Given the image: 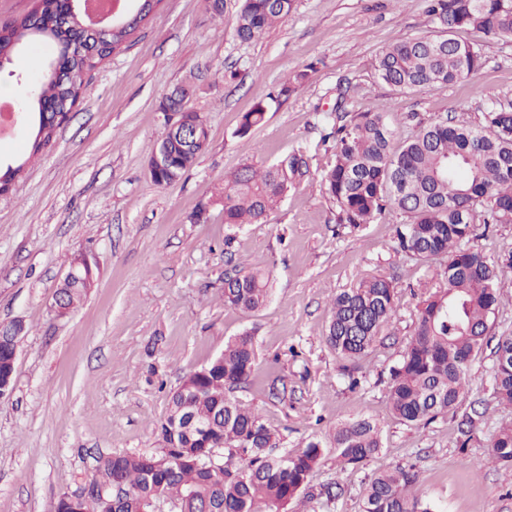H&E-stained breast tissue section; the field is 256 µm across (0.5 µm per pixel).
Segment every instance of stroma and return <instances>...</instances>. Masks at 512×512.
Masks as SVG:
<instances>
[{
    "mask_svg": "<svg viewBox=\"0 0 512 512\" xmlns=\"http://www.w3.org/2000/svg\"><path fill=\"white\" fill-rule=\"evenodd\" d=\"M241 5L224 0L218 18L205 0H158L88 72L70 120L41 153L28 154L27 118L0 137V168L23 167L0 196V324L24 325L14 390L0 399V512H52L62 495L95 480L99 456L156 451L172 391L247 330L256 367L235 396L260 411L283 449L302 450L357 415L382 428V449L366 465L344 467L331 456L315 472L312 492L333 491L319 512H361L369 477L398 466L415 468L414 494L441 512H512V466L490 458L493 435L512 421V408L496 399L491 352L471 363L470 390L447 416L415 427L391 413L388 368L413 334L421 296L438 287L440 267L401 251L392 213L357 227L338 223L323 181L334 164L336 143L323 135L337 97L347 110L381 113L396 147L433 118L475 127L492 102L512 100V40L458 31L480 49V72L402 92L377 80L375 61L392 44L435 33L426 0H295L285 22L248 42L236 36ZM299 71L304 84L276 99ZM184 83L209 142L177 183L160 188L146 171L173 118L160 104ZM260 100L268 103L263 123L239 135L243 113ZM294 152L307 157L308 178L225 244L224 212L213 200L225 176ZM81 250L94 259L96 286L56 317L50 305ZM251 268L271 270L272 290L246 314L225 306L222 293L226 273ZM380 274L396 280L394 313L352 389L322 333L336 294ZM476 401L485 414L462 449V416Z\"/></svg>",
    "mask_w": 512,
    "mask_h": 512,
    "instance_id": "1",
    "label": "stroma"
}]
</instances>
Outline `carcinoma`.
Returning a JSON list of instances; mask_svg holds the SVG:
<instances>
[{
	"label": "carcinoma",
	"mask_w": 512,
	"mask_h": 512,
	"mask_svg": "<svg viewBox=\"0 0 512 512\" xmlns=\"http://www.w3.org/2000/svg\"><path fill=\"white\" fill-rule=\"evenodd\" d=\"M293 0H243L236 29L242 41L261 36L285 22ZM66 10L60 0H36L20 20L0 27V60L26 48L30 68L42 75L26 111L36 134L32 154L50 142L44 132V108L81 92L84 77L110 56L130 34L128 28L91 33L72 21L62 29ZM427 14L438 32L402 41L385 49L375 63L377 79L400 91L446 87L477 74L480 50L456 38L462 29L512 40V0H428ZM55 47L46 56L40 48ZM302 71L282 83L277 97L288 99L306 79ZM267 112L262 100L242 115L241 135L260 125ZM330 134L336 137L335 163L324 175L326 193L340 208L338 223H371L391 210L400 249L421 260L440 262L441 285L418 304L415 328L389 368L387 403L399 420L427 425L448 414L468 393L471 362L489 344V329L498 310L504 269L512 253L497 262L478 249L461 247L477 225L512 224V105H493L478 127L428 122L397 150L384 116L351 112L336 103ZM203 151L187 153L172 145L171 160L152 172V181L167 187L180 180ZM309 173L308 159L292 153L268 166L245 164L224 178L215 201L224 223L234 228L258 224ZM94 268L60 287L61 308L75 309L94 287ZM271 275L265 270L224 276V304L244 313L262 308L270 297ZM394 278L379 275L336 295L325 330L327 343L344 359L366 358L379 330L394 312ZM493 381L498 403L512 407V336L493 347ZM253 334L245 331L224 343V359L211 360L205 371L189 373L170 396L158 433L155 454H115L98 460L101 481L78 497L64 495L55 512H106L112 485L123 486V512H199L208 502L217 512H294L293 504L328 456L353 467L365 464L381 448V429L355 417L336 426L326 441L309 442L294 454L277 453L275 433L250 405L230 396L255 370ZM10 349L0 345V399L14 389ZM204 428L190 436L170 432L186 396ZM484 413L474 409L460 428L466 447ZM497 462L512 465V423L491 440ZM224 451V466L203 469L198 454ZM418 474L397 467L373 475L361 512H436L413 495Z\"/></svg>",
	"instance_id": "1"
}]
</instances>
